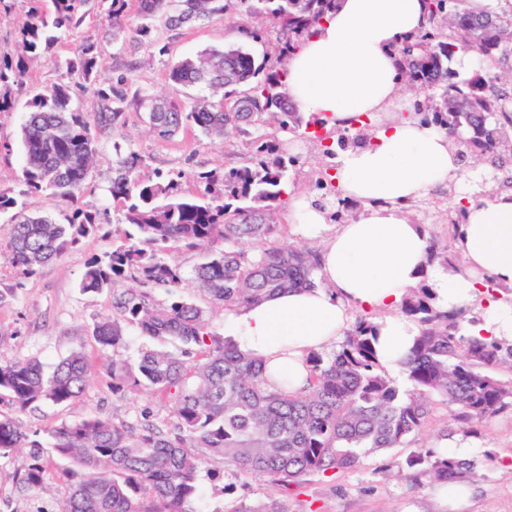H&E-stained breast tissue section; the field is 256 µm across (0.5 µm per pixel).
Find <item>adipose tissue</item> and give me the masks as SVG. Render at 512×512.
<instances>
[{
	"label": "adipose tissue",
	"instance_id": "adipose-tissue-1",
	"mask_svg": "<svg viewBox=\"0 0 512 512\" xmlns=\"http://www.w3.org/2000/svg\"><path fill=\"white\" fill-rule=\"evenodd\" d=\"M425 23L422 0H340L288 62L291 102L305 116L342 126L382 111L400 89L394 49ZM458 169L443 132L406 121L380 128L372 145L342 152L336 170L341 195L361 201L365 211L327 236L322 213L298 207L294 219L301 232L324 238L315 287L277 292L227 314L225 338L260 362L270 385L285 377L296 391L307 384L308 356L334 348L354 310L377 311L378 353L394 374L420 333L401 304L424 280L441 310L478 306L480 320L469 335L512 341V305L481 299L473 278L481 272L512 289V194L470 207L456 236L467 265L463 273L428 263L424 226L401 213Z\"/></svg>",
	"mask_w": 512,
	"mask_h": 512
}]
</instances>
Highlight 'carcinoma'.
Returning a JSON list of instances; mask_svg holds the SVG:
<instances>
[{
	"label": "carcinoma",
	"instance_id": "1",
	"mask_svg": "<svg viewBox=\"0 0 512 512\" xmlns=\"http://www.w3.org/2000/svg\"><path fill=\"white\" fill-rule=\"evenodd\" d=\"M31 0L28 21L18 29L25 52L37 55L58 42L56 31H72L85 19L87 0H50L47 18ZM112 36L124 31L129 5L137 23L129 54L152 42L153 21L167 14L177 30L226 14L224 0H108ZM424 0L427 24L402 39L396 49L402 82L420 97L406 110L419 123L448 135L453 148L487 155L512 151V91L486 75V65L512 59V0ZM242 15L259 25L230 28L256 42L266 37L263 22L277 26V65L259 61L242 44L209 49L171 66L173 84L204 85L223 91L217 105L196 103L185 110L172 100H152L148 112L153 133L168 139L194 125L207 136L248 146V163L223 172L198 173L203 191L187 194L180 173L161 172L143 181L137 172L142 156L114 145V176L109 193L116 221L128 227L103 257L92 258L80 286L101 291L127 279L169 298L159 302L148 291L127 288L115 298L114 313L98 321L93 336L112 349V393L145 389L163 399L172 430L149 419L87 416L64 421L44 432L0 415V459L18 448L31 450L20 472L29 492L42 487V449L67 461L61 475L68 494L55 512H196L198 474L220 460L243 475H259L274 485L300 486L313 474L358 467L362 457L406 448L439 404L454 408L464 434L474 425L512 412V344L465 335V310L444 312L425 283L410 289L401 310L421 326L401 365L405 384L380 363L376 315L360 314L339 348L307 359V387L288 390V381L270 387L258 362L238 352L211 330L202 307L179 292L186 278L169 263L172 244L205 251L193 281L210 307L233 311L287 289L316 283L318 250L304 245H272L281 231L276 210L289 196L287 170L298 157L280 146L283 134L316 137L310 127L327 129L336 147L322 149L324 161L313 182L312 202L329 222L346 224L359 216L361 203L341 198L334 177L335 149L345 148L347 129L328 127L320 117L295 111L286 90L288 60L335 9L337 0H240ZM471 55L475 70L467 78L452 67L457 54ZM67 81L33 94L22 123L24 166L19 195L47 191L74 199L88 178L100 139L107 137L123 112L128 92L123 80L97 79L100 51L84 43L65 62ZM23 59H0V112L12 109L13 87L25 84ZM89 90L96 108L70 107L71 88ZM481 192L467 188L454 200L455 221L463 223ZM13 211L12 233L0 256L30 275L41 265L96 235L99 215L76 209L67 223L18 209V198L0 193V212ZM428 262L464 270L462 255L432 240ZM135 328L155 342L135 359L124 356L126 329ZM93 379L84 354L73 351L51 369L37 359L0 362V400L23 411L49 401L63 405L84 395ZM410 469L439 484L461 487L474 464L448 452L419 448L405 459Z\"/></svg>",
	"mask_w": 512,
	"mask_h": 512
}]
</instances>
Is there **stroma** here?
Returning a JSON list of instances; mask_svg holds the SVG:
<instances>
[{"label": "stroma", "instance_id": "stroma-1", "mask_svg": "<svg viewBox=\"0 0 512 512\" xmlns=\"http://www.w3.org/2000/svg\"><path fill=\"white\" fill-rule=\"evenodd\" d=\"M86 10L83 23L66 43L30 58L28 90L13 91V110L0 112L1 191L14 194L21 187V125L30 89L44 90L63 81L62 60L74 57L77 46L86 40L97 42L101 49L102 78L121 76L126 80L128 96L123 117L99 144L96 162L74 202L36 193L25 199L28 211L60 221L76 207L95 211L111 206L108 188L114 175V149L118 146L132 148L144 156L141 177H151L159 170L179 171L183 174V187L190 193L199 188V172L243 163L247 155L243 144L208 137L192 127L168 140L157 138L149 130L145 107L139 104L143 98L162 97L187 108L210 98L207 88L174 85L168 79V71L176 60L235 42L228 22L240 17L237 0H232L227 18L199 21L176 31L166 28L164 18H157V42L144 44L133 58L113 43L112 25L99 0H90ZM164 44L169 46V53H160ZM318 160V152L309 151L288 172L292 200L278 215L283 226L278 244L294 242L316 248L321 243L320 238L301 234L292 219L295 201L309 202L314 198L310 171ZM120 232L115 224L105 225L96 236L40 266L32 275H22L0 258V289L13 292L12 298L0 304V359L35 357L49 366L78 349L95 373L94 383L79 400L66 405L44 401L20 413L4 400L0 402V414L19 416L26 427L42 431L90 414L108 418L117 412L132 418L147 408L157 418L165 417L161 398L151 392L134 391L121 398L113 395L108 373L112 352L102 349L92 336L94 324L113 312V291L106 288L85 292L79 287L88 261L111 250ZM417 445L448 451L461 445L473 446L475 475L466 484V502L460 512H512V413L489 418L478 425L476 433L466 436L450 409L438 407L420 432ZM407 454V449L394 448L369 455L352 471L308 477L299 489L287 493L266 479L237 476L217 461L200 474L198 508L200 512H234L242 504L254 507L274 501L282 512H449L445 490L427 476L409 471L404 464ZM28 455V449L22 448L16 453V462H0V501L9 504L12 512H52L67 494L68 486L60 476L65 462L50 451H43V487L28 493L19 487V463Z\"/></svg>", "mask_w": 512, "mask_h": 512}]
</instances>
